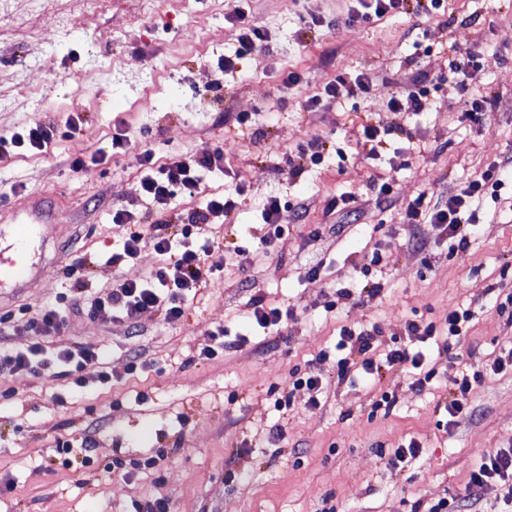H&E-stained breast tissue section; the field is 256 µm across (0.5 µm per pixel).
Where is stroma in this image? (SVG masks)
Returning <instances> with one entry per match:
<instances>
[{"label":"stroma","mask_w":512,"mask_h":512,"mask_svg":"<svg viewBox=\"0 0 512 512\" xmlns=\"http://www.w3.org/2000/svg\"><path fill=\"white\" fill-rule=\"evenodd\" d=\"M353 0H247L252 19L266 30L234 71L219 65L234 53L237 31L224 19L232 0H107L96 13L75 0H8L0 10V136L37 123L53 125L46 150L14 149L0 161V256H13L12 219L30 212L38 226L26 253L27 285L0 284V314L14 311L8 345L23 351L34 341L28 318L55 303L72 286L77 257L92 287L137 281L156 266L151 249L111 263L124 230L113 224L115 207L139 196L136 153L169 156L222 150L224 169L203 179L202 196L236 197L227 223L213 227L224 247V279L190 302L182 318L166 324L147 310L136 335L125 326L83 314L69 317L64 334L73 343L101 348L112 373L106 386L73 391L67 378L18 373L0 382V512H131L133 502L166 496L171 512H320L330 499L336 512H411L464 490L480 455L512 447V373L485 378L472 396L473 419L444 428V384L418 392L407 373L385 376L379 389L394 393L388 416H372L375 392L341 384L321 350L333 347L342 326L377 324L378 348L403 335L410 319L437 321L449 306L471 305L473 326L460 350L468 362L486 363L504 342L507 327L491 309L487 290L512 292V194L482 206L476 239L452 253L444 226L425 228L427 251L414 252L405 220L409 202L425 195L445 203L488 166L512 157V0H447L443 14H401L351 21ZM454 42L479 56L483 82L461 89L447 77L445 55L416 54L415 43ZM445 74L419 114L407 115L404 136L378 159L358 156L355 133L366 123L393 120L388 101L404 91L417 70ZM374 80L367 101L355 108H306L309 97L343 71ZM303 85L285 83L288 72ZM496 95L498 108L483 123L467 120L465 103ZM82 121L75 133L66 123ZM246 112L254 133L225 128L226 114ZM134 137L129 153L112 151L116 129ZM326 143L321 165L300 177L284 170L301 145ZM345 159H338L336 149ZM100 164H90L91 156ZM87 168L72 167L75 159ZM390 182L391 203L379 187ZM358 211H328L340 195ZM202 196L172 200V212L188 214ZM277 196L304 210L269 253L240 265L238 251L259 247L264 229L255 204ZM381 256L384 289L376 298L327 311L336 288ZM321 266L320 280L307 271ZM290 315L272 347L249 319V291ZM224 327L245 337L242 348L201 360L209 329ZM139 352L146 366L131 374L126 354ZM312 365L322 377V404L308 410L310 391L296 394L289 409L273 406L269 391L287 386L294 366ZM378 389V390H379ZM188 423H181V416ZM285 437L275 440L276 427ZM100 463L83 464L85 438ZM417 439L424 454L417 466L395 473L380 449ZM77 453L69 467L54 464L57 441ZM165 451L155 469L125 476L102 465L119 457L136 460Z\"/></svg>","instance_id":"obj_1"}]
</instances>
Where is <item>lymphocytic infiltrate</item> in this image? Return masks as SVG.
Instances as JSON below:
<instances>
[{"label":"lymphocytic infiltrate","instance_id":"1","mask_svg":"<svg viewBox=\"0 0 512 512\" xmlns=\"http://www.w3.org/2000/svg\"><path fill=\"white\" fill-rule=\"evenodd\" d=\"M355 18L370 20L407 13L408 9L424 15L440 14L444 0H357ZM230 24L237 26L238 47L234 55L225 57L224 73L234 72L239 58L266 42L262 27L250 23L244 7H234L227 15ZM373 82L362 72H339L328 81L319 95L308 100L309 108H344L349 100L371 95ZM141 169L140 194L161 207H168L177 192H195L205 173L220 168L224 161L221 150L205 151L189 156H174L161 163L152 151L137 157ZM512 183V161H504L483 171L459 194L449 197L445 205L423 210L421 201L406 208L408 223L416 228L414 248L424 251L426 239L420 227L424 224H443L453 240L452 252L464 253L475 236L477 209L484 198L499 200L506 183ZM237 203L228 196L203 200L188 219L171 214L167 218L144 214L134 218L124 206L115 209L112 221L124 228L121 250L113 254V261L133 259L144 247H151L158 263L149 275L139 282L125 281L110 289L87 287L85 281H76L69 292L54 305L43 308L30 319L29 326L36 336L27 350L16 351L3 342L8 333L11 313L0 315V378L25 372L34 376H67L73 389L89 385H107L112 381L104 356L91 344L68 342L62 331L69 314L83 313L93 319L118 322L134 328L138 315L146 310L161 314L166 323L178 321L186 304L200 292L214 288L224 267L221 246L209 237L206 228L221 223L234 214ZM474 318L471 307L450 309L444 322L406 321L404 335L393 338L389 349L374 355L379 334L378 326L362 329L341 327L334 352H320V359L336 361L338 383L362 378L367 386L379 383L385 374L395 370L408 373L411 385L417 391L429 388L437 376L430 366L431 357L451 359L448 374V401L444 406L447 426L472 418L471 397L489 373L512 371V343L502 345L493 360L478 365L467 362L457 349ZM499 482L503 494L489 512H512V448H503L483 455L472 470L462 494L442 498L428 504L426 512H472L484 501L483 492L492 482Z\"/></svg>","mask_w":512,"mask_h":512}]
</instances>
